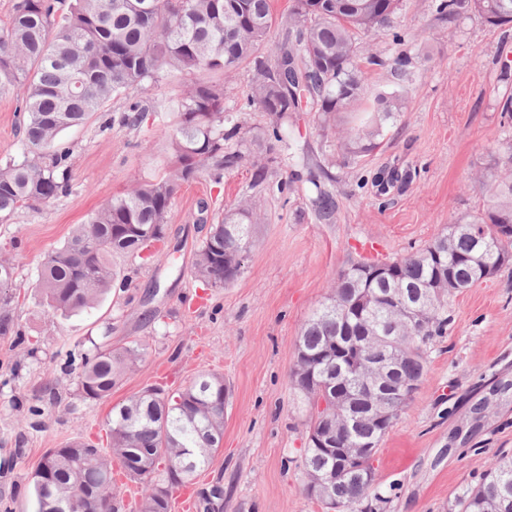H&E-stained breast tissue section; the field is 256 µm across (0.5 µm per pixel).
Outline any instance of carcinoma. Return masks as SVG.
I'll return each mask as SVG.
<instances>
[{"label":"carcinoma","mask_w":512,"mask_h":512,"mask_svg":"<svg viewBox=\"0 0 512 512\" xmlns=\"http://www.w3.org/2000/svg\"><path fill=\"white\" fill-rule=\"evenodd\" d=\"M235 11L224 10L225 0H14L8 22L0 26V91L22 82L18 118V156L0 164V222L22 208H35L68 194L71 188V148L59 142L65 130L86 124L122 93L146 82H158L168 72L220 73L245 66L251 73L247 107L266 114L262 127L245 129L240 117L224 111L226 87L205 78L186 85L172 101L176 121L169 132L173 159L164 176L138 184L103 203L91 219L80 224L59 249L40 263L36 285L47 307L63 315L99 303L117 280L110 257L141 254L166 237V214L179 189L204 172L219 179L239 168L248 143H264L274 154L285 142L283 130L290 112H318L325 126L336 125V113L364 108L359 123L337 131L344 160L376 150L379 137L403 105L396 92L378 93L363 106L364 68L384 61L370 52L366 38L376 28L392 30L400 41L394 16L400 0H292L280 22L271 0H238ZM436 20L453 23L475 14L492 26L512 23V0H434ZM281 37L271 40L273 27ZM146 109L132 102L119 121L140 126ZM236 141V147L228 142ZM317 194L313 206L319 219L330 221L336 212L333 193L320 179L332 180L324 166L309 171ZM487 200L469 218L452 222L449 232L422 249L388 263L390 275L368 278L364 263L339 273L324 301L301 328L296 354L321 355L336 338L347 334L364 346L361 355L396 360L395 371L376 388L377 398L394 403V414L376 424L365 416L368 401L359 391L363 368L355 367L342 381L349 395L343 403L358 408L359 419L349 433L338 436L347 448L368 441L380 443L407 406L397 398L401 381H423L427 357L424 346L448 324V298L496 274L512 257V142L494 158L478 179ZM258 217L244 202L225 210L211 225L198 248L192 275L222 288L241 268L230 266L237 252H250L252 225ZM0 261V333L12 330L9 315L14 301L15 263ZM392 332L397 347L370 346L372 336ZM145 356L137 347L108 343L85 354L78 386L82 397L96 401L112 396V389ZM330 376L322 364L304 366L296 359L291 380L311 410L308 448L303 461L305 490L331 470L350 476L336 485L344 512H367L365 502L382 501L381 476L366 483L355 472L374 469L373 459L346 458L316 447L321 431H336V413L316 412L320 389L316 381ZM231 389L224 376L202 371L190 384L172 394L149 387L130 397L109 421V448L72 440L50 448L42 456L43 473L31 474L35 512H55L61 491L83 502L92 512H118L122 487L113 481L112 460L127 476L144 486L139 512H167L156 500L158 488L167 499L181 487L168 479L174 469L193 465L195 475L209 466L224 433V412ZM460 512H512V458L493 461L481 483L460 500Z\"/></svg>","instance_id":"cac0c4a2"}]
</instances>
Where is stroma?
<instances>
[{
	"mask_svg": "<svg viewBox=\"0 0 512 512\" xmlns=\"http://www.w3.org/2000/svg\"><path fill=\"white\" fill-rule=\"evenodd\" d=\"M431 5L403 0L401 43L383 28L368 37L381 63L365 75L367 93L396 89L407 104L375 151L330 167L332 223L317 219L308 178L280 190L285 164H270L260 187L247 164L218 182L201 176L176 195L153 257L113 255L127 286L67 316L49 312L35 288L44 254L112 196L164 175L172 159L167 106L192 77L172 74L130 92L150 109L139 128L104 127L117 108L112 102L62 133L73 149L71 191L0 223V258H22L13 328L0 335V503L33 512L30 476L47 449L74 438L107 447L113 407L149 386L171 392L215 371L232 398L221 445L192 489L220 483L224 512H327L304 491L309 406L290 378L301 328L351 263L407 255L445 234L455 218L476 214L485 202L476 179L505 137L500 102L512 95V78L503 76L512 68V28L474 15L448 25L435 20ZM400 53L412 59L401 77L386 65ZM288 142L296 156L323 162L336 138L317 113L295 112ZM391 167L408 178L379 195L371 178ZM244 197L261 212L244 268L221 288L195 280L190 270L210 225ZM106 341L144 348L146 357L110 399H83L81 355ZM504 382H512V263L449 299L448 326L427 351L424 381L374 457L383 512H458L488 463L512 457V391H497ZM50 387L60 402L48 400Z\"/></svg>",
	"mask_w": 512,
	"mask_h": 512,
	"instance_id": "1",
	"label": "stroma"
}]
</instances>
